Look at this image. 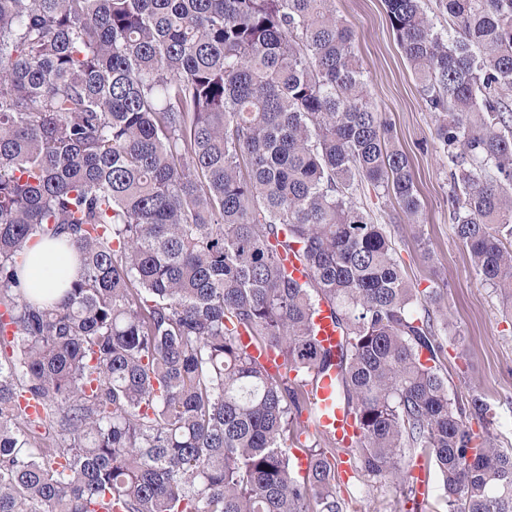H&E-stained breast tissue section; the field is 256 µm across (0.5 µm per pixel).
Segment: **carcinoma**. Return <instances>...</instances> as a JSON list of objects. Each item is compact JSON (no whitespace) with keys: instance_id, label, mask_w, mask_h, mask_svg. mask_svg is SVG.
Segmentation results:
<instances>
[{"instance_id":"cac0c4a2","label":"carcinoma","mask_w":512,"mask_h":512,"mask_svg":"<svg viewBox=\"0 0 512 512\" xmlns=\"http://www.w3.org/2000/svg\"><path fill=\"white\" fill-rule=\"evenodd\" d=\"M334 2L0 0V512H344L309 432L332 366L358 474L412 448L448 512H512V453L470 426L490 405L448 391L438 289L354 201L421 212ZM384 3L438 114L454 234L512 308V0H438L443 31L423 0ZM46 240L81 268L52 301L18 284ZM316 338L322 346L336 350L341 339V333L336 326L332 307L327 303H322L314 317Z\"/></svg>"}]
</instances>
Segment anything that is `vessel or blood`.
I'll return each instance as SVG.
<instances>
[{"mask_svg": "<svg viewBox=\"0 0 512 512\" xmlns=\"http://www.w3.org/2000/svg\"><path fill=\"white\" fill-rule=\"evenodd\" d=\"M316 338L322 346L336 349L341 333L336 325L333 309L329 304H321L315 317ZM312 400L320 411L317 430L333 440L339 447L336 468L340 476L351 475L354 469L350 447L360 435L355 416L336 395L335 372H316L309 386Z\"/></svg>", "mask_w": 512, "mask_h": 512, "instance_id": "obj_1", "label": "vessel or blood"}]
</instances>
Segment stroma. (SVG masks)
Wrapping results in <instances>:
<instances>
[{"label": "stroma", "mask_w": 512, "mask_h": 512, "mask_svg": "<svg viewBox=\"0 0 512 512\" xmlns=\"http://www.w3.org/2000/svg\"><path fill=\"white\" fill-rule=\"evenodd\" d=\"M339 16L356 33V49L368 94L393 125L406 152L422 204L421 221L408 223L391 197L372 189L357 193L358 206L387 225L407 279L418 288H442L448 313L444 358L451 392L481 394L492 414L486 430L499 447L512 449V309L480 285L465 247L452 229L448 167L435 139L436 117L390 28L383 0H335ZM338 494L355 512H448L438 474L428 478L425 508L392 478H360Z\"/></svg>", "instance_id": "35a3bbf8"}]
</instances>
